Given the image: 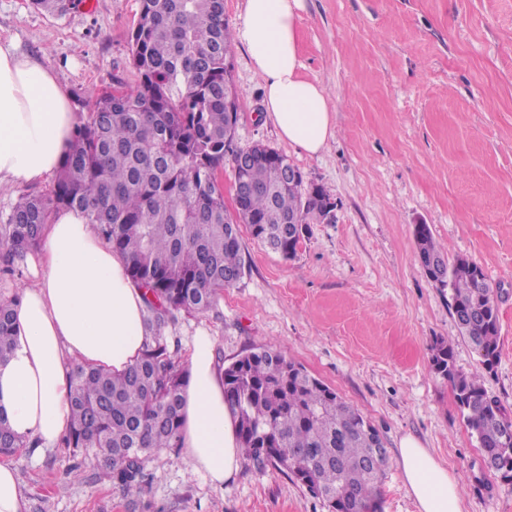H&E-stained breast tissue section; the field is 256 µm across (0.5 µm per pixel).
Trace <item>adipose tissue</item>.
<instances>
[{
    "mask_svg": "<svg viewBox=\"0 0 512 512\" xmlns=\"http://www.w3.org/2000/svg\"><path fill=\"white\" fill-rule=\"evenodd\" d=\"M302 2L245 0L235 40L264 80L265 110L279 137L314 155L333 134V108L299 73ZM83 120L51 67L13 42L0 43V188L48 182ZM128 264L82 213L50 216L32 262L34 281L16 306L14 350L0 363V409L17 434L43 447L62 441L71 425L74 364L117 373L141 356L149 340L146 304ZM214 349V337L201 330L187 350L182 443L191 470L221 485L242 456ZM398 464L419 512H462L456 478L418 442L402 441Z\"/></svg>",
    "mask_w": 512,
    "mask_h": 512,
    "instance_id": "obj_1",
    "label": "adipose tissue"
}]
</instances>
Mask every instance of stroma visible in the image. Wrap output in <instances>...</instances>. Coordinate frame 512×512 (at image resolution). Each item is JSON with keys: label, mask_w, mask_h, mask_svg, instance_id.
Returning a JSON list of instances; mask_svg holds the SVG:
<instances>
[{"label": "stroma", "mask_w": 512, "mask_h": 512, "mask_svg": "<svg viewBox=\"0 0 512 512\" xmlns=\"http://www.w3.org/2000/svg\"><path fill=\"white\" fill-rule=\"evenodd\" d=\"M138 11L139 0H94L54 16L30 0H0V36L49 64L84 112L94 94L133 81L127 34ZM298 36L301 76L335 108L333 137L315 155L281 140L238 45L243 110L232 148L283 152L335 209L308 225L289 259L241 230L244 277L166 333L184 346L209 329L224 366L276 349L358 409L387 450L382 512H417L397 464L407 437L459 478L463 512H512V475L485 469L447 379L432 369L443 342L457 370L480 363L413 235L430 225L448 259L469 258L497 287L499 357L484 386L512 414V0H303ZM9 462L26 512H328L270 468L245 463L212 485L179 449L151 455L137 497L61 444Z\"/></svg>", "instance_id": "obj_1"}]
</instances>
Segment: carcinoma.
<instances>
[{"label": "carcinoma", "instance_id": "cac0c4a2", "mask_svg": "<svg viewBox=\"0 0 512 512\" xmlns=\"http://www.w3.org/2000/svg\"><path fill=\"white\" fill-rule=\"evenodd\" d=\"M234 33L224 0H140L128 32L135 82L103 94L78 125L50 193L16 204L0 233V273L39 246L51 213L77 209L112 249L129 260L133 283L150 292L145 327L150 342L121 373L83 364L71 372V427L63 440L73 454L103 462L130 496L148 485L145 461L155 450L181 447L183 390L188 371L178 345L165 336L176 313L205 312L245 274L240 225L285 258L303 240L295 224L319 220L321 187L285 183L288 156L262 144L240 165L230 152L238 116L225 106L224 67ZM230 156L233 182L251 193L224 206L216 172ZM420 256L446 260L427 224H417ZM462 334L493 370L500 328L493 285L483 269L458 257L442 276ZM15 300L0 302V362L11 353ZM435 371L451 383L482 457L512 460V416L487 395L479 373L464 374L440 344ZM224 399L243 459L305 486L328 512H380L387 459L375 458L377 429L335 391L271 348H256L224 368ZM34 447L14 434L0 411V455Z\"/></svg>", "mask_w": 512, "mask_h": 512}]
</instances>
